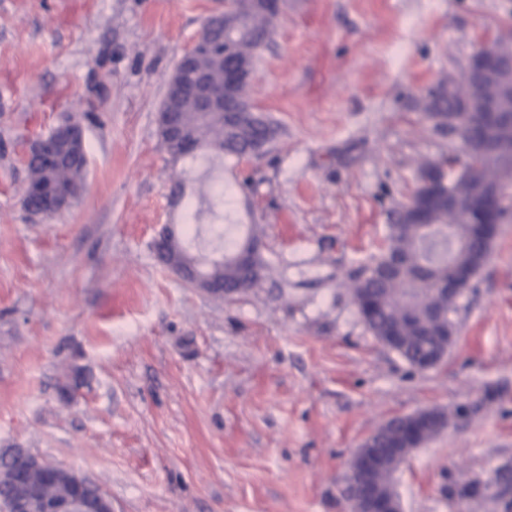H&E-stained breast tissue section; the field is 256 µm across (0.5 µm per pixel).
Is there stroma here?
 I'll list each match as a JSON object with an SVG mask.
<instances>
[{
    "instance_id": "stroma-1",
    "label": "stroma",
    "mask_w": 512,
    "mask_h": 512,
    "mask_svg": "<svg viewBox=\"0 0 512 512\" xmlns=\"http://www.w3.org/2000/svg\"><path fill=\"white\" fill-rule=\"evenodd\" d=\"M224 0H0V450L88 477L112 512H348L357 448L421 410L450 423L396 475L404 512H512V221L428 371L367 330L348 290L409 202L418 165L459 150L419 106L512 0H283L249 99L278 128L248 162L174 157L157 114ZM79 116L83 190L27 212L32 141ZM257 225L267 278L217 298L156 258ZM485 483L480 497L456 491Z\"/></svg>"
}]
</instances>
